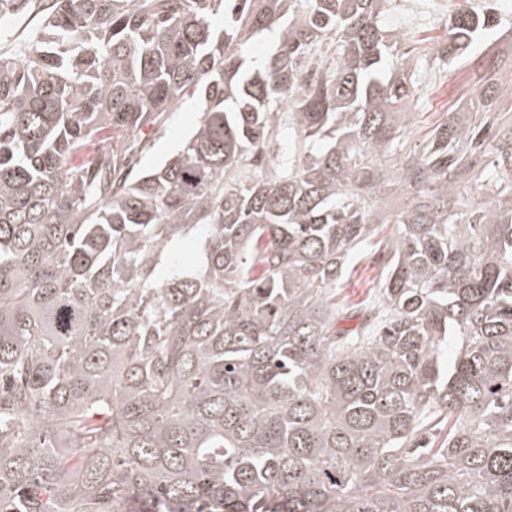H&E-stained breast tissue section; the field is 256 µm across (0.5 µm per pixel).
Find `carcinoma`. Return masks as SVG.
I'll return each mask as SVG.
<instances>
[{"label": "carcinoma", "mask_w": 512, "mask_h": 512, "mask_svg": "<svg viewBox=\"0 0 512 512\" xmlns=\"http://www.w3.org/2000/svg\"><path fill=\"white\" fill-rule=\"evenodd\" d=\"M382 4L53 0L0 55V512H512L498 61L422 144L399 109L496 22L414 53ZM274 28L254 65L242 31ZM190 90L181 148L130 176ZM377 224V305L339 330Z\"/></svg>", "instance_id": "1"}]
</instances>
